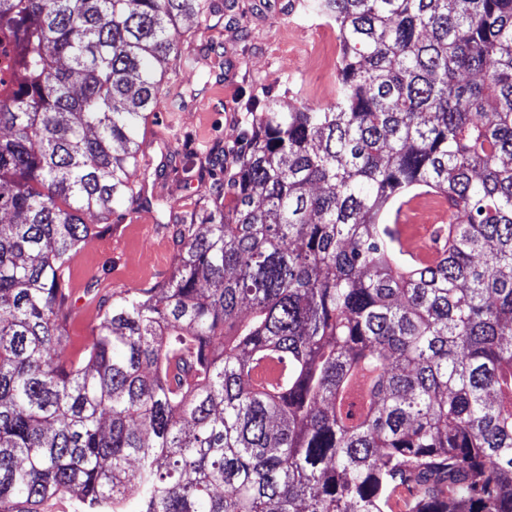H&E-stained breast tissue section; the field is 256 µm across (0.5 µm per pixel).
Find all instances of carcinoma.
Instances as JSON below:
<instances>
[{
  "instance_id": "1",
  "label": "carcinoma",
  "mask_w": 512,
  "mask_h": 512,
  "mask_svg": "<svg viewBox=\"0 0 512 512\" xmlns=\"http://www.w3.org/2000/svg\"><path fill=\"white\" fill-rule=\"evenodd\" d=\"M336 102L251 113L229 204L70 352L82 215L147 207L152 61L214 0H0V512H512V0H306ZM431 195L440 256L382 220ZM15 43L0 33V100L5 99L17 89L15 80Z\"/></svg>"
}]
</instances>
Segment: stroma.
I'll return each instance as SVG.
<instances>
[{"label":"stroma","mask_w":512,"mask_h":512,"mask_svg":"<svg viewBox=\"0 0 512 512\" xmlns=\"http://www.w3.org/2000/svg\"><path fill=\"white\" fill-rule=\"evenodd\" d=\"M297 0H215L220 22L180 24L178 52L163 67L161 102L146 125L151 147L138 171L149 196L167 203L174 221L203 208V192L224 195L211 176L215 160L237 163L238 142L250 113L268 100L281 107L327 105L336 96V29L299 14ZM202 59L200 68L185 66ZM110 225L78 249L68 287L75 315L71 353H79L100 312V300L166 281L173 269L174 230L154 210L118 208ZM96 282L97 296L84 289Z\"/></svg>","instance_id":"1"}]
</instances>
